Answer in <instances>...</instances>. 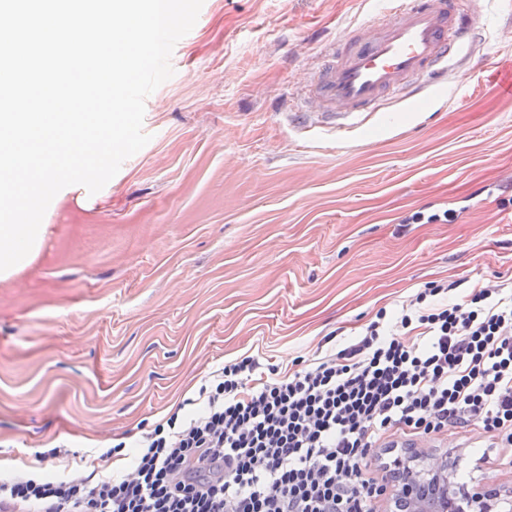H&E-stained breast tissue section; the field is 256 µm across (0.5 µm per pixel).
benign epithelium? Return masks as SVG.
I'll return each instance as SVG.
<instances>
[{
    "label": "benign epithelium",
    "instance_id": "1",
    "mask_svg": "<svg viewBox=\"0 0 512 512\" xmlns=\"http://www.w3.org/2000/svg\"><path fill=\"white\" fill-rule=\"evenodd\" d=\"M451 464L428 466L412 448L387 468L381 492L389 493L391 512H512V498L501 497L491 484L476 492L455 487L449 479Z\"/></svg>",
    "mask_w": 512,
    "mask_h": 512
}]
</instances>
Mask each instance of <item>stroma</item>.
<instances>
[{
	"instance_id": "stroma-1",
	"label": "stroma",
	"mask_w": 512,
	"mask_h": 512,
	"mask_svg": "<svg viewBox=\"0 0 512 512\" xmlns=\"http://www.w3.org/2000/svg\"><path fill=\"white\" fill-rule=\"evenodd\" d=\"M384 2L204 0L146 100L149 143L88 201L49 208L34 266L0 281V477H109L127 466L101 459L115 440L141 439L224 363L285 369L427 282L459 298L512 273V0H479L472 42L493 65L440 101L347 132L289 124L298 79ZM461 439L435 435L425 459L511 492L512 466Z\"/></svg>"
}]
</instances>
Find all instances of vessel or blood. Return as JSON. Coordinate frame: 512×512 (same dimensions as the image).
Segmentation results:
<instances>
[{
  "instance_id": "obj_1",
  "label": "vessel or blood",
  "mask_w": 512,
  "mask_h": 512,
  "mask_svg": "<svg viewBox=\"0 0 512 512\" xmlns=\"http://www.w3.org/2000/svg\"><path fill=\"white\" fill-rule=\"evenodd\" d=\"M473 0H389L363 30L327 44L316 67L299 82L290 122L305 130L335 131L446 83L470 41Z\"/></svg>"
}]
</instances>
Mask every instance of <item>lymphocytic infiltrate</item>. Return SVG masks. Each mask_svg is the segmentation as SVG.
I'll use <instances>...</instances> for the list:
<instances>
[{
	"label": "lymphocytic infiltrate",
	"instance_id": "lymphocytic-infiltrate-1",
	"mask_svg": "<svg viewBox=\"0 0 512 512\" xmlns=\"http://www.w3.org/2000/svg\"><path fill=\"white\" fill-rule=\"evenodd\" d=\"M426 284L352 343L292 370L251 356L137 443L121 476L0 479L11 512H375L368 449L480 429L512 449V279Z\"/></svg>",
	"mask_w": 512,
	"mask_h": 512
}]
</instances>
